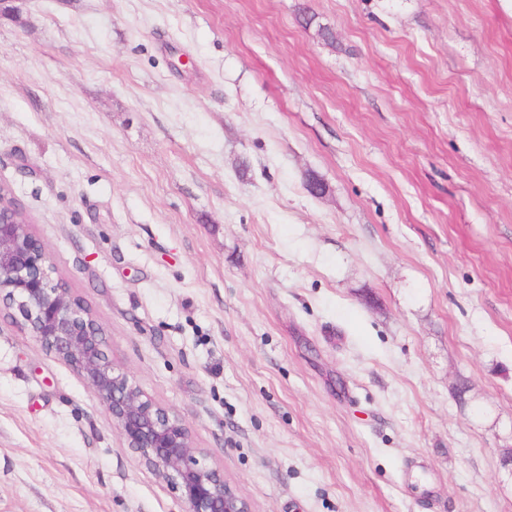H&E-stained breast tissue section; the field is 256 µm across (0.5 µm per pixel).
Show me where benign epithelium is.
Masks as SVG:
<instances>
[{
    "instance_id": "benign-epithelium-1",
    "label": "benign epithelium",
    "mask_w": 512,
    "mask_h": 512,
    "mask_svg": "<svg viewBox=\"0 0 512 512\" xmlns=\"http://www.w3.org/2000/svg\"><path fill=\"white\" fill-rule=\"evenodd\" d=\"M45 244L18 208L0 203V311L16 310L42 349L86 383L126 447L184 502L186 512H251L248 500L206 463L189 428L147 396L107 353L95 315L54 276Z\"/></svg>"
}]
</instances>
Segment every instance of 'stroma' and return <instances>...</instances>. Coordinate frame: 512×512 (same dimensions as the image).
<instances>
[{"label": "stroma", "instance_id": "1", "mask_svg": "<svg viewBox=\"0 0 512 512\" xmlns=\"http://www.w3.org/2000/svg\"><path fill=\"white\" fill-rule=\"evenodd\" d=\"M19 7L0 184L253 512H512V0ZM0 512H185L5 312Z\"/></svg>", "mask_w": 512, "mask_h": 512}]
</instances>
